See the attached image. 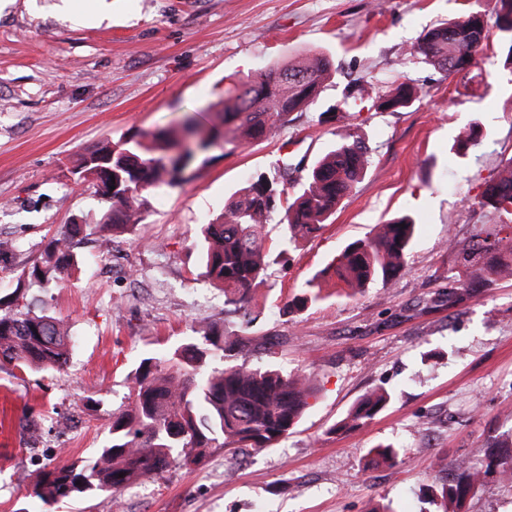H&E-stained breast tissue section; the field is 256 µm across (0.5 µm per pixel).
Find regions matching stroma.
<instances>
[{"instance_id":"35a3bbf8","label":"stroma","mask_w":512,"mask_h":512,"mask_svg":"<svg viewBox=\"0 0 512 512\" xmlns=\"http://www.w3.org/2000/svg\"><path fill=\"white\" fill-rule=\"evenodd\" d=\"M494 0H0V239L18 243L0 271V298L22 290L37 312L68 321L64 372L0 367V512H422L439 463L512 440V278L453 307L425 308L448 291L452 244L479 224L487 183L512 158V42L490 26L468 72L445 74L412 56L435 27ZM323 53L334 72L319 97L275 136L199 154L174 184L147 197L143 221L96 233L109 205L73 188L76 160L103 140L214 114L230 81ZM420 90L409 107L340 112L359 79ZM476 122L482 145L453 150ZM371 150L366 175L318 237L271 256L253 290L252 323L224 310L199 277L194 242L225 203L285 162L308 169L340 135ZM411 214L418 233L391 285L348 295L334 280L316 304L286 311L301 285L373 225ZM92 231L74 244L61 280L18 284L62 225ZM225 335L274 342L256 363L312 372L316 398L288 438L244 456L210 449L116 492L43 504L37 474L92 456L127 408L142 358L176 347L200 322ZM393 399L367 425L340 421L368 391ZM394 443L396 462L374 448ZM467 512H512V484L487 474Z\"/></svg>"}]
</instances>
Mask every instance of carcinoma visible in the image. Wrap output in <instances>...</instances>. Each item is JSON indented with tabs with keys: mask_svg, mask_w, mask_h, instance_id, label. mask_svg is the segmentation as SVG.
<instances>
[{
	"mask_svg": "<svg viewBox=\"0 0 512 512\" xmlns=\"http://www.w3.org/2000/svg\"><path fill=\"white\" fill-rule=\"evenodd\" d=\"M487 38L484 16L471 12L429 31L411 54L448 74L473 60ZM332 62L323 54L285 67L272 68L260 78L224 90L222 122L233 125L242 140L267 138L319 95ZM356 93L343 107L372 102L378 110L408 107L418 90L406 82L380 94L372 82H355ZM482 132L474 123L463 129L456 150L480 145ZM226 133L187 116L175 128L109 142L84 154L72 170L79 176L99 169L102 186L96 192L111 205L99 232L121 233L141 223L146 195L174 183L175 174L197 156L223 145ZM369 149L351 134L307 170L298 192L286 182L261 177L224 205V212L204 226L198 245L203 277L224 292V306L249 315L252 287L265 275L269 250L264 246L266 218L277 208L283 239L290 243L317 236L336 207L365 175ZM512 158L488 183L478 205L500 215L512 214ZM416 224L409 215L375 225L369 234L348 244L319 274L308 280L292 305L303 309L321 299L319 279L330 275L353 289L389 282L406 268ZM81 224H65L52 238L41 261L16 271L18 279H58L74 264L71 241L83 233ZM459 266L448 282V300L460 302L474 288H490L512 276V231L496 224L463 241L454 242ZM70 329L66 323L31 309L0 313V364L23 372H61L69 359ZM265 336H226L209 322L173 350L143 358L131 375L130 408L112 415L110 440L87 460L41 471L33 493L46 505L82 500L99 492L121 490L157 475L175 464H198L209 448L236 454L242 448H271L292 433L315 396L310 375L284 373L251 365L247 356L266 345ZM392 395L378 388L368 393L341 421L357 428L372 420ZM512 483V443L501 442L459 460L453 479L434 487L428 512H461L491 467Z\"/></svg>",
	"mask_w": 512,
	"mask_h": 512,
	"instance_id": "carcinoma-1",
	"label": "carcinoma"
}]
</instances>
